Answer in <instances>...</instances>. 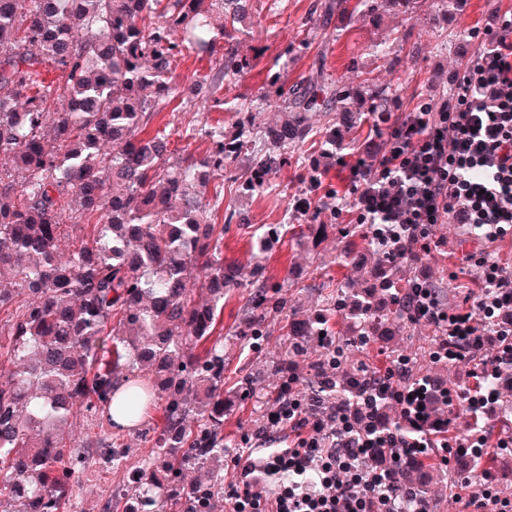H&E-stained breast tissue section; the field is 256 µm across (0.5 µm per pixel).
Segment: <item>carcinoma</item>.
Wrapping results in <instances>:
<instances>
[{
  "mask_svg": "<svg viewBox=\"0 0 512 512\" xmlns=\"http://www.w3.org/2000/svg\"><path fill=\"white\" fill-rule=\"evenodd\" d=\"M250 0H0V512H62L71 503L79 472L86 468L82 446L67 434L73 417L114 428L111 411L129 420L161 402L162 426L142 435L153 453L127 479L132 493L122 512H218L224 494V346L211 340L224 312V296L235 276L224 266V226L212 222L210 188L224 183V170L241 159L248 167L234 177L242 198L267 185L288 153L315 135L317 155L308 161L314 215L290 225L299 246L316 244L339 231V258L361 261L363 284L336 283L318 311L304 317L294 285L268 293L266 281L246 299L247 336L266 335L268 317L288 309L281 330L285 355L325 337L332 346L311 364L327 390L313 394L323 405L358 406L368 372L348 356V343L335 335L333 320L353 321L354 343L390 348L411 325L407 303L421 255L388 253L361 224L336 227V189L323 176L336 153L354 142L356 98L316 71L299 86H277L280 116L233 104L230 130L197 118L186 137L209 143L202 154L182 155L168 127L153 123L176 96L178 57L210 58L208 72L191 83L200 109L222 106L216 97L224 78L251 67V59L219 38L233 37L251 22ZM414 0H357L350 15L379 26L386 12H409ZM56 65L63 81L40 79ZM65 98L67 107L53 108ZM263 148L256 151V141ZM69 214L76 224H62ZM91 227L88 234L81 233ZM280 239L274 229L256 234L249 275L262 277L266 252ZM488 344L469 349L474 385L485 392L512 388V360L500 349L498 320L477 313ZM203 352L196 349L205 342ZM410 382L430 380L428 422L394 419L383 410L382 425L406 439L439 442L452 421L466 413L453 386L408 359ZM126 379L124 394L114 386ZM512 432V401L500 400L479 413L462 438L483 436L484 448L458 459L476 474ZM104 463L119 470L126 459L118 437L97 441ZM369 453L393 466L401 485L430 499L455 484L437 457H405L391 464L388 448ZM205 470L185 484L184 470Z\"/></svg>",
  "mask_w": 512,
  "mask_h": 512,
  "instance_id": "cac0c4a2",
  "label": "carcinoma"
}]
</instances>
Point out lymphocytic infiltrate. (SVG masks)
Masks as SVG:
<instances>
[{
	"mask_svg": "<svg viewBox=\"0 0 512 512\" xmlns=\"http://www.w3.org/2000/svg\"><path fill=\"white\" fill-rule=\"evenodd\" d=\"M474 36L475 58L454 75L439 104L422 96L409 111L378 113L385 131L375 152L349 163L350 194L336 199L337 223L354 219L393 251L415 241L429 252L432 228L458 220L491 242L512 234V11L493 12ZM481 264L493 296L448 312L422 276L413 291V320L445 323L449 335L472 337L477 346L484 331L475 311L498 314L512 331V293L501 269L487 257ZM404 370L402 360L390 361L366 388V428H373L381 400L403 415L418 411L420 391L403 383ZM297 382L287 368L262 425L263 432L285 435L286 447L258 466L249 435H242L228 512H399L391 469L366 457L373 439L352 437L354 414L309 403Z\"/></svg>",
	"mask_w": 512,
	"mask_h": 512,
	"instance_id": "lymphocytic-infiltrate-1",
	"label": "lymphocytic infiltrate"
}]
</instances>
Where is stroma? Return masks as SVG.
Segmentation results:
<instances>
[{"instance_id": "1", "label": "stroma", "mask_w": 512, "mask_h": 512, "mask_svg": "<svg viewBox=\"0 0 512 512\" xmlns=\"http://www.w3.org/2000/svg\"><path fill=\"white\" fill-rule=\"evenodd\" d=\"M355 0H252L254 25L236 34L233 47L253 61L242 76L225 80L219 98L237 104L262 105L265 121L275 117L274 107L263 98L271 94L270 81L280 76L287 85L300 84L311 72L323 71L326 78L345 84L356 93L370 96L374 89L391 88L393 105L400 111L411 109L417 94L437 103L449 90L452 73L474 58L477 42L474 30L482 28L492 10L512 11V0H463L458 10L443 9L440 0H415L408 15L384 16L380 31L391 44L389 58L372 55L371 36L364 21L350 19ZM308 187L304 165L289 163L274 172L266 190L251 199L239 198L232 182H225L221 214H233L224 227L225 264L250 271L254 240L252 230L259 225L276 226L292 217L291 204ZM436 248L424 257L421 273L434 286L452 289L467 282L478 267L457 265L458 252L481 257L494 255L512 260V237L488 243L471 237L466 225L436 226ZM335 236L326 237L310 252L288 241L271 246L266 255L264 277L269 284L297 281L304 290L305 313H312L321 301V279L313 272L312 258L328 262L335 279L360 286L361 274L354 266L337 261ZM252 290L251 280L230 289L224 298V322L215 333L224 344V479L237 477L233 457L242 434L253 437L256 456L270 448L283 447V439L259 438L257 431L265 411L274 405L268 393L280 381L276 367L281 362L283 313L272 314L257 349H250L243 337V305ZM122 475L90 462L79 479L73 498L81 512H108Z\"/></svg>"}]
</instances>
